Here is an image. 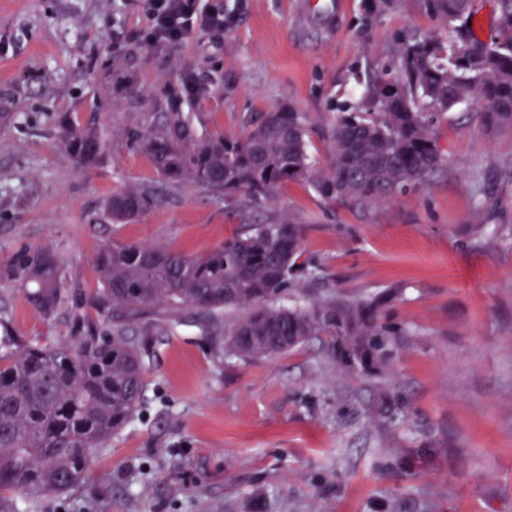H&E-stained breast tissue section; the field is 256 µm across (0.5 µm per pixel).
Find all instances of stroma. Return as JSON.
Instances as JSON below:
<instances>
[{"mask_svg":"<svg viewBox=\"0 0 512 512\" xmlns=\"http://www.w3.org/2000/svg\"><path fill=\"white\" fill-rule=\"evenodd\" d=\"M425 0H349L335 34L297 25L294 0H201L224 28L150 42L143 0H0V269L52 251L64 290L49 315L0 278V319L54 347L105 331L87 300L94 259L113 242L203 256L244 225L293 213L318 268L301 294L368 302L399 332L382 417L377 381L330 362L321 340L271 358L218 357L198 318L134 328L145 402L83 483L47 512H512V127L486 129L474 104L440 117L446 157L421 187L381 204L322 199L285 184L236 209L183 183L140 221L115 224L103 199L155 187L130 131L179 112L196 134L246 135L290 106L320 165L340 112L374 74H400L398 46L445 24ZM70 113L110 140L78 167L53 124Z\"/></svg>","mask_w":512,"mask_h":512,"instance_id":"stroma-1","label":"stroma"}]
</instances>
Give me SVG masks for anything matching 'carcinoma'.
Masks as SVG:
<instances>
[{
    "label": "carcinoma",
    "instance_id": "carcinoma-1",
    "mask_svg": "<svg viewBox=\"0 0 512 512\" xmlns=\"http://www.w3.org/2000/svg\"><path fill=\"white\" fill-rule=\"evenodd\" d=\"M446 21L448 34H426L401 44L406 77L366 85L355 111L340 116L328 168L309 154L302 113L268 112L243 138H198L190 120L170 113L129 139L152 161L166 184L192 182L224 199L257 203L288 182H304L327 201L385 202L425 182L445 160L433 121L457 105H480L488 129L512 126V0H495L494 33L473 32L476 0H425ZM61 142L83 168L107 160L100 128L57 117ZM158 201L146 188L108 196L114 223L138 221ZM301 224L291 214L247 224L205 256L161 246L110 244L95 260L99 287L90 304L107 332L73 337L45 348L0 337V512H38L43 498L82 483L113 435L138 416L145 397L143 345L130 336L137 325L198 316L219 321L227 309L243 315L224 323L215 350L241 359L284 354L322 339L344 369L385 380L399 332L377 322L375 304L334 296L309 307L282 305L301 278L315 277L301 257ZM24 286L35 309L58 306L61 265L45 250L24 253L0 277Z\"/></svg>",
    "mask_w": 512,
    "mask_h": 512
}]
</instances>
